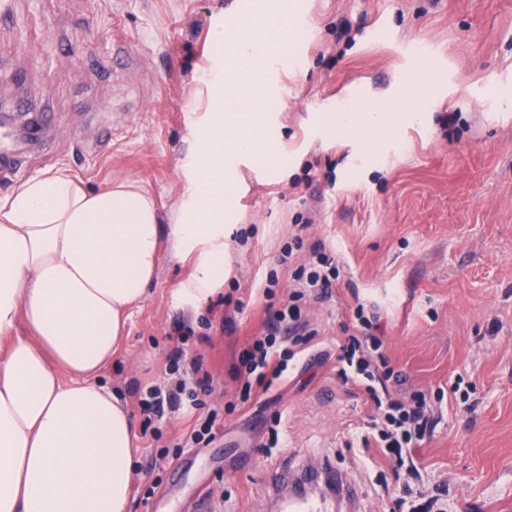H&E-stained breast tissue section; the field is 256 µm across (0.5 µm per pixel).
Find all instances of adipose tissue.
I'll list each match as a JSON object with an SVG mask.
<instances>
[{
  "mask_svg": "<svg viewBox=\"0 0 512 512\" xmlns=\"http://www.w3.org/2000/svg\"><path fill=\"white\" fill-rule=\"evenodd\" d=\"M213 40L207 110L190 132L192 172L170 232L176 255L196 257L181 290L195 304L224 284L237 164L260 153L251 126L229 140L224 130L265 103L252 90L264 42L225 40L220 26ZM431 72L418 64L404 105L347 107L322 116L323 128L378 156L390 127L423 121ZM161 233L153 197L134 181L89 191L59 170L0 195V512H127L136 423L97 375L157 275ZM20 322L29 335H15Z\"/></svg>",
  "mask_w": 512,
  "mask_h": 512,
  "instance_id": "ef3b65f1",
  "label": "adipose tissue"
}]
</instances>
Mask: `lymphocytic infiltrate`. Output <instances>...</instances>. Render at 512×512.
<instances>
[{"label":"lymphocytic infiltrate","mask_w":512,"mask_h":512,"mask_svg":"<svg viewBox=\"0 0 512 512\" xmlns=\"http://www.w3.org/2000/svg\"><path fill=\"white\" fill-rule=\"evenodd\" d=\"M340 276L333 257L322 247H313L309 260L300 264L294 274L295 288L289 303L274 311L277 322L287 323L290 331L296 332L298 342H305L308 324L301 318L300 303L304 299L323 301L330 298L332 289ZM362 335L348 336L346 344L337 356L340 364L338 375L343 382L362 387L375 406L376 413L368 425L378 448L391 465L405 468L408 479L419 477L416 465L410 464L412 448L417 447L431 429L430 406L424 393L411 396L391 393L389 381L391 369L381 367L373 359L382 342L371 332L373 322L361 318ZM174 331L179 344L166 364L169 380L164 385L149 386L139 404L147 421L162 419L166 412L179 410H205V399L213 392L208 373L203 370L201 356H190L186 345L194 336L191 324H176ZM293 354L282 348L275 333L252 339L241 352L235 367L236 376L242 377L239 400L247 401L253 388L271 390L288 376V363Z\"/></svg>","instance_id":"1"}]
</instances>
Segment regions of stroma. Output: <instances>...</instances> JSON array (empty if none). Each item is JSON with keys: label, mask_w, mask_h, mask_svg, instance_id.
<instances>
[{"label": "stroma", "mask_w": 512, "mask_h": 512, "mask_svg": "<svg viewBox=\"0 0 512 512\" xmlns=\"http://www.w3.org/2000/svg\"><path fill=\"white\" fill-rule=\"evenodd\" d=\"M224 2L13 0L12 17L0 21V107L24 96L56 122L42 143L49 160L0 178V195L58 169L90 191L129 179L171 224L187 175L186 137L208 104L210 32ZM298 2L308 39L295 65L275 75L282 106L249 118L257 128L275 124L279 138L261 162L242 167L234 190L240 219L226 227L217 291L230 306L180 302L194 261L162 247L157 276L129 310L98 381L143 423L136 392L162 377L178 344L174 326L207 321V339L189 346L213 379L209 407L223 408L239 393L240 352L270 319L261 292L269 275L279 280L276 303L288 299L284 247L302 237L296 265L323 245L341 276L331 298L302 307L311 340L283 339L294 349L288 378L253 390L213 443L154 468L152 452L177 444L194 418L172 412L158 423L161 440L138 436L128 512H186L200 492L211 493L213 512H279L267 468L320 457L358 489L356 505L341 512H398L389 493L401 480L361 441L375 408L337 375L359 305L380 317L394 392L431 395L459 382L469 393L433 406V431L413 454L424 487L447 483L445 512H512V109H498L493 96L512 92V0ZM375 26L390 39L370 40ZM120 42L137 60L116 68ZM411 42L427 45L441 82L424 122L396 131L399 148L367 162L348 140L315 134L313 104L322 97L353 87L370 100L396 96L412 70L397 52ZM275 423L284 437L272 448Z\"/></svg>", "instance_id": "35a3bbf8"}]
</instances>
